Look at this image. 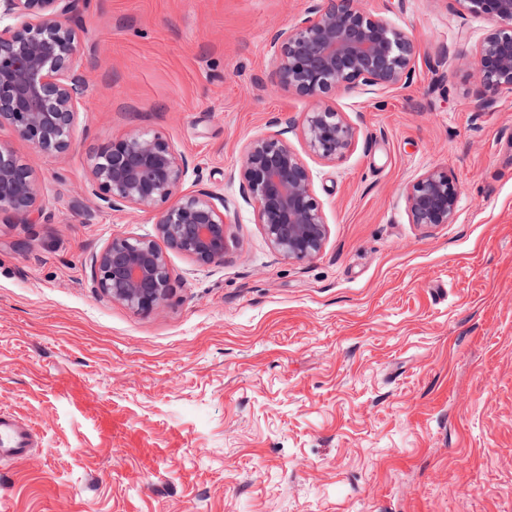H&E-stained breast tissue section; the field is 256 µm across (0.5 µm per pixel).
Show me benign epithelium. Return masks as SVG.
I'll return each mask as SVG.
<instances>
[{"label":"benign epithelium","instance_id":"7a95c632","mask_svg":"<svg viewBox=\"0 0 512 512\" xmlns=\"http://www.w3.org/2000/svg\"><path fill=\"white\" fill-rule=\"evenodd\" d=\"M82 0H0V126L47 154H62L86 85L81 68L78 24L70 17ZM491 28L474 49L476 108L512 92V0H453ZM280 87L316 100L304 115L308 150L325 160L343 157L356 127L322 100L404 86L415 72L412 36L382 17L366 13L359 0H311L306 16L270 40ZM285 131L252 138L240 168V192L254 206L257 223L283 258L315 257L327 238L323 209L312 176L288 144ZM190 169L187 158L165 138L134 131L112 140L92 156L95 195L112 211L157 212L156 231L172 250L203 265L224 262L227 222L218 196L200 188L178 194ZM459 186L443 168L425 171L410 183L406 198L411 223L422 227L454 221ZM39 188L32 168L0 142V213L44 217L36 208ZM176 202H171L172 198ZM93 287L141 312L165 303L172 292L166 253L149 237H114L92 260Z\"/></svg>","mask_w":512,"mask_h":512}]
</instances>
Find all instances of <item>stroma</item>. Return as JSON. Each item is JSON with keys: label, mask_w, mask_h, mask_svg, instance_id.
Segmentation results:
<instances>
[{"label": "stroma", "mask_w": 512, "mask_h": 512, "mask_svg": "<svg viewBox=\"0 0 512 512\" xmlns=\"http://www.w3.org/2000/svg\"><path fill=\"white\" fill-rule=\"evenodd\" d=\"M310 0H87L71 146L0 127L49 223L0 213V412L37 445L0 459V512H512V93L477 111L461 64L491 23L449 0H362L418 47L409 84L328 98L357 129L325 161L300 127L328 234L284 259L239 194L246 142L313 100L275 88L269 42ZM141 129L224 200L220 265L167 250L173 292L137 312L94 288L155 213L94 194L91 157ZM450 171L454 223L406 189ZM459 196V186L447 169L433 168L425 171L407 188L411 224L428 228L453 223Z\"/></svg>", "instance_id": "1"}]
</instances>
